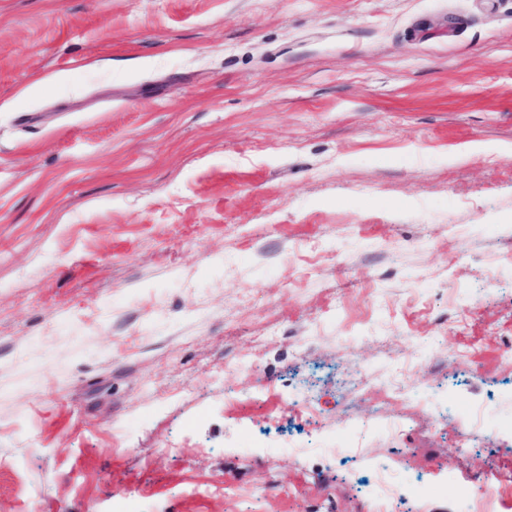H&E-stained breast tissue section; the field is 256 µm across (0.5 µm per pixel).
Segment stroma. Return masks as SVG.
I'll use <instances>...</instances> for the list:
<instances>
[{
  "label": "stroma",
  "mask_w": 512,
  "mask_h": 512,
  "mask_svg": "<svg viewBox=\"0 0 512 512\" xmlns=\"http://www.w3.org/2000/svg\"><path fill=\"white\" fill-rule=\"evenodd\" d=\"M502 467L512 0H0V512H457Z\"/></svg>",
  "instance_id": "35a3bbf8"
}]
</instances>
